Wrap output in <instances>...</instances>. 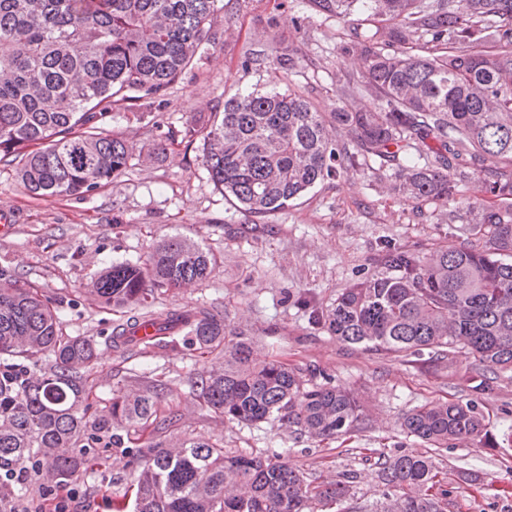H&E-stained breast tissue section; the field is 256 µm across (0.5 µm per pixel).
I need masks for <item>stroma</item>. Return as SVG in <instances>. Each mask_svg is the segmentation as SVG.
I'll use <instances>...</instances> for the list:
<instances>
[{
    "mask_svg": "<svg viewBox=\"0 0 512 512\" xmlns=\"http://www.w3.org/2000/svg\"><path fill=\"white\" fill-rule=\"evenodd\" d=\"M274 3L223 0L210 41L162 101L140 100L101 120L131 147L126 169L111 183L81 197L34 198L18 183L14 165L0 162V211L12 215L0 228V265L39 286L66 335L96 342L91 377L97 403L116 387L146 388L162 380L158 416L166 426L157 438L164 445L184 437L219 441L229 452L286 457L312 479L353 469L360 478L350 512H374L383 486L371 451L416 450L417 442L400 428L402 417L429 402L468 400L472 359L459 356L448 370L426 350L397 357L343 344L314 323L311 312L374 274L383 245L421 253L439 243L455 246L473 239L477 219L452 224L435 205L413 209L383 192L377 169L367 167L321 182L285 211L255 217L236 209L210 181L201 142L167 141L168 132L204 125L242 90H269L273 60L285 49L303 58L289 83L311 87L321 111L335 109L340 79L358 69L339 47L340 20L311 10L307 0H286L280 10ZM249 53L262 65L243 67ZM160 142L166 150L154 154ZM174 235L208 249L217 265L197 288L156 293L152 312L227 314L231 324H246L257 361L276 357L312 382L352 389L363 413L350 434L319 442L269 423L225 419L199 404L209 362L192 346L180 340L142 354L106 343L124 312L90 294L91 282L112 264L145 262L154 246ZM490 386L477 404L489 419L492 444L433 454L450 491L447 512H512V496L503 494L512 488V373L491 375ZM104 454L107 466H88L70 479L69 512H112L113 499L129 485L128 458L109 448ZM461 470L480 472L482 488L459 482Z\"/></svg>",
    "mask_w": 512,
    "mask_h": 512,
    "instance_id": "stroma-1",
    "label": "stroma"
}]
</instances>
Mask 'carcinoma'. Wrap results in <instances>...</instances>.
I'll return each instance as SVG.
<instances>
[{
    "label": "carcinoma",
    "instance_id": "1",
    "mask_svg": "<svg viewBox=\"0 0 512 512\" xmlns=\"http://www.w3.org/2000/svg\"><path fill=\"white\" fill-rule=\"evenodd\" d=\"M218 0H0V162H17L28 194L82 196L122 174L130 147L97 121L115 107L160 99L208 39ZM344 22L341 50L359 71L345 77L330 117L305 88L244 90L182 138L203 140L213 184L238 209L267 216L316 184L370 161L387 168L385 189L402 200L448 207L479 172L476 187L509 206L482 210L483 233L427 253L383 247L384 271L342 289L315 311L336 340L377 352L428 349L453 368L476 362L471 390H488L484 371L512 372V0H308ZM301 66L276 55L282 78ZM347 134L344 142L333 131ZM213 254L173 236L142 264L114 263L90 291L130 317L111 343L128 351L131 322L149 314L155 292L198 286ZM200 356L224 357L201 378L203 405L246 424L278 422L326 440L361 416L350 390L312 384L288 364L257 363L247 330L210 311H172ZM54 357L46 372L23 363ZM95 343L65 336L38 287L0 267V477L27 462L64 482L97 447L131 459L134 478L113 512H315L355 496L358 473L314 485L288 459L232 454L219 442L176 441L172 452L143 443L157 423L165 384L112 391L92 416L89 371ZM401 430L430 448L482 443L488 421L473 401L430 402L407 413ZM379 512H445L448 490L423 452L380 455Z\"/></svg>",
    "mask_w": 512,
    "mask_h": 512
}]
</instances>
